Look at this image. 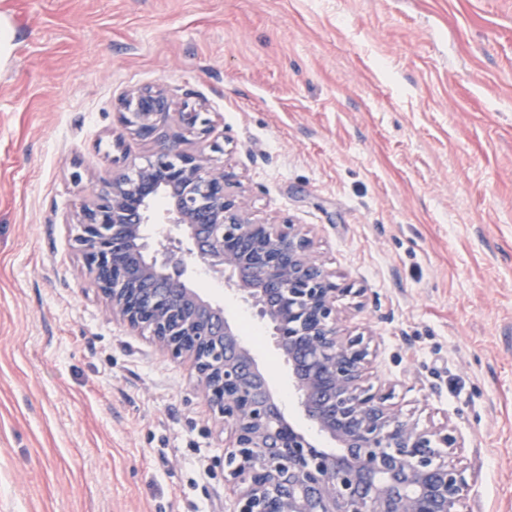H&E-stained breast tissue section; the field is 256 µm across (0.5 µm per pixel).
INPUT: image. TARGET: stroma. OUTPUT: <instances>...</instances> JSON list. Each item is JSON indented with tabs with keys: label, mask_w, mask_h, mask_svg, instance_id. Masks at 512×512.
<instances>
[{
	"label": "stroma",
	"mask_w": 512,
	"mask_h": 512,
	"mask_svg": "<svg viewBox=\"0 0 512 512\" xmlns=\"http://www.w3.org/2000/svg\"><path fill=\"white\" fill-rule=\"evenodd\" d=\"M164 85L217 122L248 209L316 236L366 376L449 426L477 512H512V0H0V512H233L188 363L112 320L72 249L115 112ZM82 184H74L73 172ZM223 302L286 413L288 366Z\"/></svg>",
	"instance_id": "stroma-1"
}]
</instances>
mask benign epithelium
Returning a JSON list of instances; mask_svg holds the SVG:
<instances>
[{
    "instance_id": "7a95c632",
    "label": "benign epithelium",
    "mask_w": 512,
    "mask_h": 512,
    "mask_svg": "<svg viewBox=\"0 0 512 512\" xmlns=\"http://www.w3.org/2000/svg\"><path fill=\"white\" fill-rule=\"evenodd\" d=\"M116 118L152 151L79 200L73 248L112 320L191 361L196 391L229 431L233 512H472L464 471L445 452L456 436L404 417L391 392L364 384L369 339L343 328L339 306L362 289L324 267L304 225L250 216L237 175L207 154L224 152L209 141V113L174 108L158 85L123 92ZM159 194L169 198L161 215ZM157 223L175 234L155 246L145 225ZM198 266L268 324L300 411L336 450L287 419L223 304L191 287Z\"/></svg>"
}]
</instances>
